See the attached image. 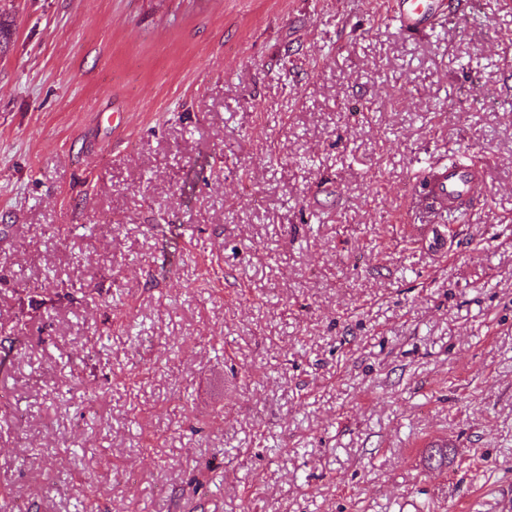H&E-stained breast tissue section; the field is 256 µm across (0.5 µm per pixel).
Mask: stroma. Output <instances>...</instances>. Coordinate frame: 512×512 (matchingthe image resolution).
I'll use <instances>...</instances> for the list:
<instances>
[{
    "label": "stroma",
    "instance_id": "35a3bbf8",
    "mask_svg": "<svg viewBox=\"0 0 512 512\" xmlns=\"http://www.w3.org/2000/svg\"><path fill=\"white\" fill-rule=\"evenodd\" d=\"M0 25V512H499L512 6L413 36L374 0ZM452 159L488 168L467 224L409 204Z\"/></svg>",
    "mask_w": 512,
    "mask_h": 512
}]
</instances>
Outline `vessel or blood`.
<instances>
[{
    "label": "vessel or blood",
    "mask_w": 512,
    "mask_h": 512,
    "mask_svg": "<svg viewBox=\"0 0 512 512\" xmlns=\"http://www.w3.org/2000/svg\"><path fill=\"white\" fill-rule=\"evenodd\" d=\"M470 7L469 0H389L388 13L402 32L412 34L435 30L441 18L463 16ZM485 178L483 167L464 161L430 165L411 192V204L464 222L481 199Z\"/></svg>",
    "instance_id": "obj_1"
}]
</instances>
